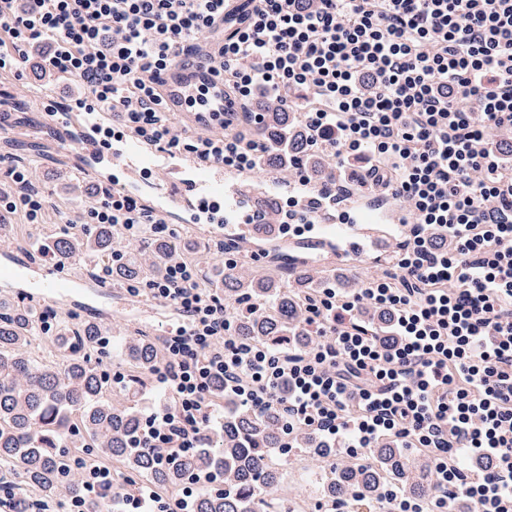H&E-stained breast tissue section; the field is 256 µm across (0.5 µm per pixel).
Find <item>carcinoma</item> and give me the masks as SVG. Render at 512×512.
<instances>
[{
  "label": "carcinoma",
  "mask_w": 512,
  "mask_h": 512,
  "mask_svg": "<svg viewBox=\"0 0 512 512\" xmlns=\"http://www.w3.org/2000/svg\"><path fill=\"white\" fill-rule=\"evenodd\" d=\"M288 112H268L261 124L252 126L250 136L270 146L265 156L269 166L285 164L300 150L299 140L288 142ZM118 244L112 229L98 224L56 240L51 250L54 261L72 263L100 257ZM144 274L138 260L126 256L116 278L137 279ZM296 280L297 291L282 292L274 275H245L230 270L224 274V296L236 304L238 335L274 349L288 345L305 348L314 336L305 326L301 297L308 292ZM55 310L25 301H0V492L11 497L14 512H33L63 498L82 493L75 460L83 454L112 465L116 481L112 489L88 506L102 512L106 500H119L125 486L119 478L126 473L147 475L154 489L174 490L190 476L224 468V491L203 486L194 496L191 512H299L296 502L276 494L280 473L272 464L279 456L280 419L276 410L257 414L235 407L217 384L212 403L227 404L224 433L166 467L156 465L154 455L136 447L143 424L139 413L104 398L105 381L92 364L100 334L94 324L80 328L58 326L48 339L61 352L63 365L38 362L24 352L33 338L43 333L42 325ZM130 363L125 391L142 390L151 384V372L162 360V350L153 338H136L122 348ZM303 452L317 460H330L333 452L317 447L314 437L304 435ZM377 464L341 465L334 477L321 487L329 503L346 501L354 510L383 509L382 491L389 482L402 491L424 497L431 493V467L422 456L382 443L373 449Z\"/></svg>",
  "instance_id": "obj_1"
}]
</instances>
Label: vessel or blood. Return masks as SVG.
Returning <instances> with one entry per match:
<instances>
[{
    "mask_svg": "<svg viewBox=\"0 0 512 512\" xmlns=\"http://www.w3.org/2000/svg\"><path fill=\"white\" fill-rule=\"evenodd\" d=\"M199 70L173 69L164 86L166 109L183 111L186 93L199 79ZM47 87L30 91V102L44 108V123L51 140L60 142L77 167L96 183L137 198L163 215L168 223L203 229L206 235H252L255 226L278 229L279 213L270 201L289 195L298 203L313 236L307 237L311 262L339 265L346 257L371 252L382 258L407 219L394 202L384 209L361 210L351 204L333 205L320 189L308 183L289 185L270 178L259 188L246 185L241 173L220 164H201L195 154L148 150L133 138L114 139L110 149L100 141L112 120L108 112H71L54 106ZM14 283L30 294L56 302L88 286L87 278L56 274L54 267L25 255H12Z\"/></svg>",
    "mask_w": 512,
    "mask_h": 512,
    "instance_id": "obj_1",
    "label": "vessel or blood"
}]
</instances>
